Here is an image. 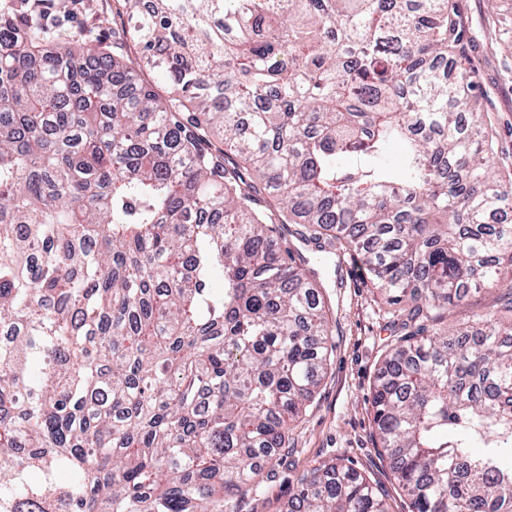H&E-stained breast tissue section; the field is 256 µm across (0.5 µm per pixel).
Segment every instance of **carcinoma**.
<instances>
[{
	"label": "carcinoma",
	"mask_w": 512,
	"mask_h": 512,
	"mask_svg": "<svg viewBox=\"0 0 512 512\" xmlns=\"http://www.w3.org/2000/svg\"><path fill=\"white\" fill-rule=\"evenodd\" d=\"M17 10L0 7V512H242L333 336L288 233L415 298L372 389L412 512H512V297L438 328L512 284L478 73L437 67L463 41L452 0H113L133 54L50 46ZM288 508L387 512L337 462ZM495 288L471 294L465 302L451 312L448 323L457 325V327H465L475 315L499 310L504 304L505 294H508L510 290L506 284Z\"/></svg>",
	"instance_id": "cac0c4a2"
}]
</instances>
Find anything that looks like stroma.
I'll list each match as a JSON object with an SVG mask.
<instances>
[{"label": "stroma", "instance_id": "obj_1", "mask_svg": "<svg viewBox=\"0 0 512 512\" xmlns=\"http://www.w3.org/2000/svg\"><path fill=\"white\" fill-rule=\"evenodd\" d=\"M41 17L49 32L69 30L89 44L111 47L125 28L121 18L99 24L102 0H51ZM465 22L464 49L480 76L475 91L479 111L494 135L492 164L497 173L512 174V39L490 36V18L512 19V0H458ZM339 264L312 259L328 283L326 298L336 332L330 365L305 415L292 423L288 443L274 471L263 476L261 489L242 504V512H288L298 478L319 462L332 459L352 466L386 499L389 512H409L387 457L373 437V383L399 323L398 306L374 288L361 261L343 251ZM507 286L471 294L448 321L466 326L474 316L500 309Z\"/></svg>", "mask_w": 512, "mask_h": 512}]
</instances>
